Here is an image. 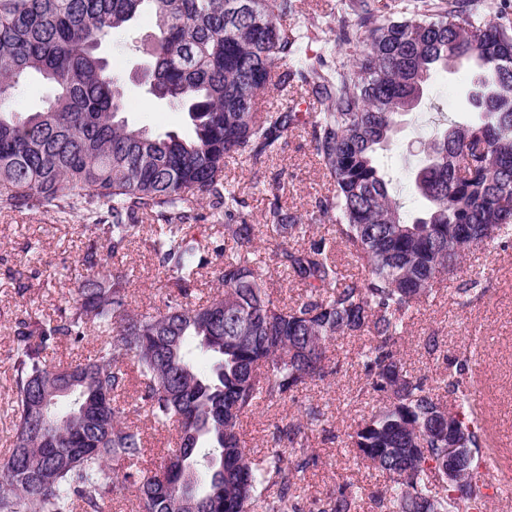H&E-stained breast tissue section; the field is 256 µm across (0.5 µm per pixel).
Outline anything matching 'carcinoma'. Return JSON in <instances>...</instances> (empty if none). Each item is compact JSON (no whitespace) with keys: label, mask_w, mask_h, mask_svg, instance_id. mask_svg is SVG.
Returning a JSON list of instances; mask_svg holds the SVG:
<instances>
[{"label":"carcinoma","mask_w":512,"mask_h":512,"mask_svg":"<svg viewBox=\"0 0 512 512\" xmlns=\"http://www.w3.org/2000/svg\"><path fill=\"white\" fill-rule=\"evenodd\" d=\"M156 20L141 85L185 112L186 134H153L123 115L122 78L102 44L142 10ZM487 0H341L338 37L299 16L297 0H0V210L50 206L76 214L103 241L90 268L147 230L174 289L153 312L128 304V278L88 276L57 317L16 321L11 355L13 448L0 462V512H97L115 484L137 486L141 512H303L296 473L309 464L311 407L277 428L261 458L240 437L242 418L337 371L326 344L369 335L366 385L383 405L348 435L354 459L386 475L388 512H483L490 483L482 435L460 373L447 405L395 349L406 321L465 252L512 235V18ZM319 51L312 52V45ZM354 49L336 59L342 46ZM480 68L469 102L478 121L442 123L410 190L426 201L412 217L374 162L397 118L421 101L430 74L458 60ZM39 78L55 95L39 111L12 112L17 88ZM300 85L320 106L308 121L334 190L318 202L335 242L361 268L345 279L323 240L272 250L304 291L277 304L255 245L253 216L224 181V159L258 164L282 152L300 113L261 111L267 89ZM224 221L222 290L190 305L206 245L190 232L198 204ZM265 224L306 233L271 203ZM101 333L94 354L51 366L61 340ZM209 356L200 367L191 348ZM130 363L140 394L125 400ZM177 429L161 471L142 475V431L130 413ZM467 435L465 482L448 483V426ZM287 440L289 451L280 448ZM357 492L337 488L319 512H354Z\"/></svg>","instance_id":"cac0c4a2"}]
</instances>
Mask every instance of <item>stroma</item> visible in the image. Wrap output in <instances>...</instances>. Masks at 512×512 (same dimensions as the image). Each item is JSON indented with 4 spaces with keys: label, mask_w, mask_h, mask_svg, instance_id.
<instances>
[{
    "label": "stroma",
    "mask_w": 512,
    "mask_h": 512,
    "mask_svg": "<svg viewBox=\"0 0 512 512\" xmlns=\"http://www.w3.org/2000/svg\"><path fill=\"white\" fill-rule=\"evenodd\" d=\"M154 30L152 16L142 14L130 30L112 39L103 55L123 78L125 110L131 122L155 134L182 132L188 127L186 113L156 103L132 78L147 61L145 49ZM475 70L474 63L464 61L435 71L421 104L403 116L389 143L376 154L379 169L400 194L409 215L420 210L418 199L406 189L411 165L421 158V146L430 141L437 115L451 120L462 117L467 108L463 78ZM224 178L235 186L254 219L262 218L276 196L308 226L306 236L289 239L274 230L259 229L256 245L261 256H269L283 240L295 248L312 239L333 242V227L317 209L318 200L329 194L331 186L306 129L289 132L281 154L264 164H252L238 155L226 158ZM192 231L209 244L205 252L209 270L201 288L206 294L212 271L221 262L224 229L209 207L202 206ZM92 242L91 232L79 218L59 215L52 208L0 211V458L8 454L15 433L16 419L10 410L15 322L54 313L75 299L77 285L88 273L81 258ZM32 244L37 247L33 253L28 250ZM115 271L128 275L132 309L145 312L164 306L169 290L143 238H136L128 250L110 259L99 275L105 278ZM431 337L438 345L433 355L424 347ZM367 343L364 337H336L326 355L338 365V374L285 399L261 402L241 423L247 448L260 456L270 449L277 426L302 418L311 407L324 414V422L308 432L311 463L297 475L304 512H317L323 500L343 484L360 489L357 512H385L378 498L386 485L384 478L377 470L356 464L346 445L348 434L381 404L378 394L366 385L361 352ZM398 349L408 370L440 396L448 374L465 365L466 385L482 428L481 453L492 481L487 512H512V496L496 489L500 480L512 479V238L467 251L453 279L444 281L438 293L414 313ZM140 426L145 443L141 469L150 476L163 467L175 432L145 420Z\"/></svg>",
    "instance_id": "obj_1"
}]
</instances>
